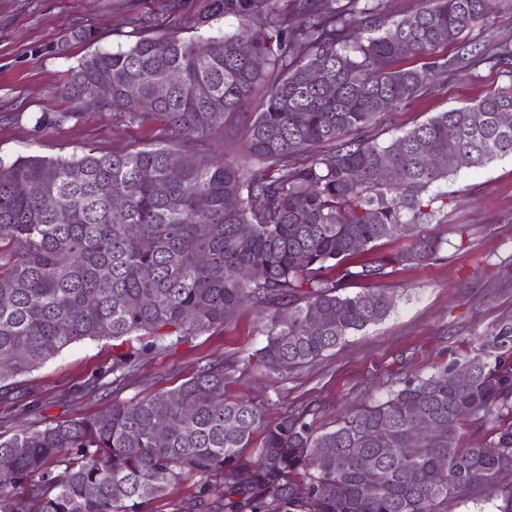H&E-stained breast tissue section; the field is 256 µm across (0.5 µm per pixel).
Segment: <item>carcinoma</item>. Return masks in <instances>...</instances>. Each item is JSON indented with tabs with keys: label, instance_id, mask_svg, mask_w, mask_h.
<instances>
[{
	"label": "carcinoma",
	"instance_id": "carcinoma-1",
	"mask_svg": "<svg viewBox=\"0 0 512 512\" xmlns=\"http://www.w3.org/2000/svg\"><path fill=\"white\" fill-rule=\"evenodd\" d=\"M504 3L431 0L391 19L383 0H201L197 25L233 15L239 29L196 42L143 36L83 59L66 97L84 112L151 116L161 134L124 153L0 166V384L81 340L150 337L115 356L118 384L142 352L224 325L242 307L263 314L256 357L275 371L385 320L388 292L346 285L442 251L414 228L434 217V184L512 155V126L498 122L512 112V79L388 144L370 134L374 102L399 107L443 87L450 70L512 59V42L473 39ZM452 42L457 57H435ZM411 58L428 62L395 67ZM259 89L245 149L263 166L194 148ZM459 369L470 375L463 387L446 368L320 431L309 406L271 425L254 401L224 399L229 371L209 362L105 415L0 435V512H141L183 477L200 481L182 512L213 507L211 497L224 512H451L512 472V366L488 354ZM467 424L486 429L487 446L462 444Z\"/></svg>",
	"mask_w": 512,
	"mask_h": 512
}]
</instances>
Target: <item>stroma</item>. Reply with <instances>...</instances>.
Returning a JSON list of instances; mask_svg holds the SVG:
<instances>
[{
  "label": "stroma",
  "instance_id": "stroma-1",
  "mask_svg": "<svg viewBox=\"0 0 512 512\" xmlns=\"http://www.w3.org/2000/svg\"><path fill=\"white\" fill-rule=\"evenodd\" d=\"M200 0H0V161L21 155L72 158L88 150L121 153L142 147L159 121L130 120L121 112L77 114L60 88L86 56L127 50L136 40L128 21L144 17L145 35L172 32L187 42L207 32H234L235 17L206 30L196 24ZM95 33L72 40L75 29ZM512 77V60L449 74L443 90L378 113L379 141L387 142L435 113L484 96ZM227 119L203 144L208 153L244 160L250 112ZM433 221L422 234L441 238L438 259L399 265L373 280L394 297L381 323L348 336L323 357L279 373L253 357L263 346L257 313L245 308L226 325L189 337L172 348L142 354L119 390L98 387L110 370L112 340H84L64 348L43 366L15 379L0 397V431L10 435L77 417L106 413L116 401L142 399L188 378L197 365L223 362L227 396L255 399L266 423L311 406L314 427L334 426L360 402L381 398L406 380L425 377L455 361L491 354L512 364V156L464 168L434 185Z\"/></svg>",
  "mask_w": 512,
  "mask_h": 512
}]
</instances>
